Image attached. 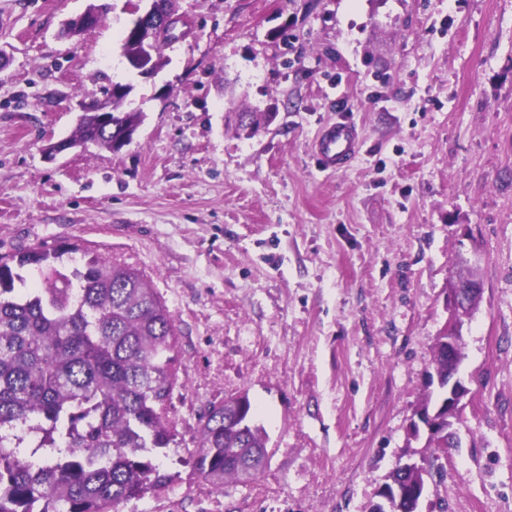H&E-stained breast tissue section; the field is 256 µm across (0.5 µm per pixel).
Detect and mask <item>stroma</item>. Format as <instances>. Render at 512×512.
<instances>
[{
    "label": "stroma",
    "mask_w": 512,
    "mask_h": 512,
    "mask_svg": "<svg viewBox=\"0 0 512 512\" xmlns=\"http://www.w3.org/2000/svg\"><path fill=\"white\" fill-rule=\"evenodd\" d=\"M101 2L64 38L87 0H0V255L76 244L174 317L175 480L115 512H370L409 459L420 512H512V0H177L188 32L150 77L120 49L135 0ZM113 81L145 115L132 142L46 161ZM241 112L275 119L250 137ZM340 118L361 152L320 171ZM471 272L460 445L427 448L409 427ZM241 393L269 461L217 491L197 427Z\"/></svg>",
    "instance_id": "obj_1"
}]
</instances>
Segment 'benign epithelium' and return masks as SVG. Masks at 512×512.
<instances>
[{"label":"benign epithelium","instance_id":"obj_1","mask_svg":"<svg viewBox=\"0 0 512 512\" xmlns=\"http://www.w3.org/2000/svg\"><path fill=\"white\" fill-rule=\"evenodd\" d=\"M148 8L135 20L131 30L135 39L142 47L150 51L172 31L178 23L185 22V18L168 12L163 0H148ZM102 21V10L91 3L86 10L73 18L63 22L66 29H79L98 24ZM79 111L98 115L101 124L112 123V90L103 95H91L78 102ZM482 291L477 282H467L448 291L446 307L448 310V336L444 339L445 349L448 351V419H456L461 414L469 394V389L459 377V363L456 362L455 350L464 325L471 318L470 301ZM424 488L407 486L401 482H392L383 488L380 495L381 502L377 503V512H398L400 505L407 501L421 499Z\"/></svg>","mask_w":512,"mask_h":512}]
</instances>
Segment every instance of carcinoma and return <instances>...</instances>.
<instances>
[{"label": "carcinoma", "mask_w": 512, "mask_h": 512, "mask_svg": "<svg viewBox=\"0 0 512 512\" xmlns=\"http://www.w3.org/2000/svg\"><path fill=\"white\" fill-rule=\"evenodd\" d=\"M112 101V128L80 116L74 142L112 148L141 112ZM80 248L63 243L0 256V512H112L169 487L154 455L175 443L169 419L177 384L173 318L137 270L102 257L71 268ZM36 269L25 284L21 270ZM437 391L422 407L444 414L448 358L433 355ZM194 465L212 488L255 479L267 447L247 395L200 421Z\"/></svg>", "instance_id": "cac0c4a2"}]
</instances>
